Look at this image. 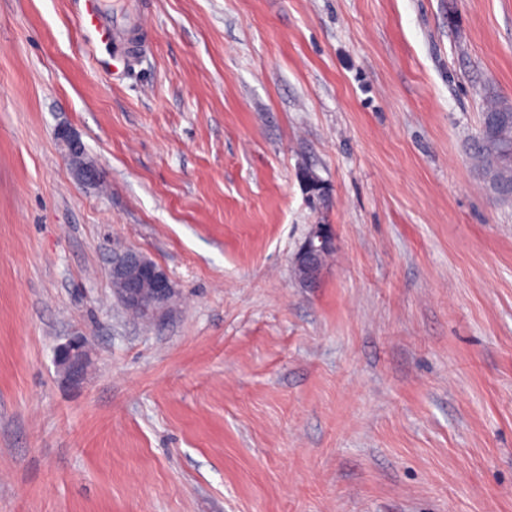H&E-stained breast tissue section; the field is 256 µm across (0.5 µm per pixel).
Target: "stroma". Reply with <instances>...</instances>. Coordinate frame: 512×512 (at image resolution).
<instances>
[{
  "label": "stroma",
  "instance_id": "35a3bbf8",
  "mask_svg": "<svg viewBox=\"0 0 512 512\" xmlns=\"http://www.w3.org/2000/svg\"><path fill=\"white\" fill-rule=\"evenodd\" d=\"M142 2L108 70L83 0H0V512H512V200L469 158L512 0ZM57 138L67 147L68 161L77 177L89 184H97L100 181V171L92 160L85 157L80 142L68 129H60ZM335 244L336 238L331 225H312L292 258V269L302 287L314 288L318 285L324 270L318 260L324 253L332 252ZM110 276L112 283L119 285L123 304L149 319L163 317L176 294V285L168 273L131 248L114 253ZM88 347L87 338L77 336L58 350L56 363L68 381L78 383L83 379L88 361Z\"/></svg>",
  "mask_w": 512,
  "mask_h": 512
}]
</instances>
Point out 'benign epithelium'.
Returning a JSON list of instances; mask_svg holds the SVG:
<instances>
[{"label":"benign epithelium","instance_id":"1","mask_svg":"<svg viewBox=\"0 0 512 512\" xmlns=\"http://www.w3.org/2000/svg\"><path fill=\"white\" fill-rule=\"evenodd\" d=\"M57 138L67 147L68 161L77 177L89 184L100 181V171L85 157L80 142L68 129H60ZM335 234L329 224H314L292 258V269L304 288H314L323 276L321 256L334 250ZM112 282L119 285L123 304L149 319L163 317L176 294V285L168 273L139 251L128 248L114 253L110 270ZM89 344L77 336L62 346L56 356L64 377L78 383L83 379L88 361Z\"/></svg>","mask_w":512,"mask_h":512}]
</instances>
